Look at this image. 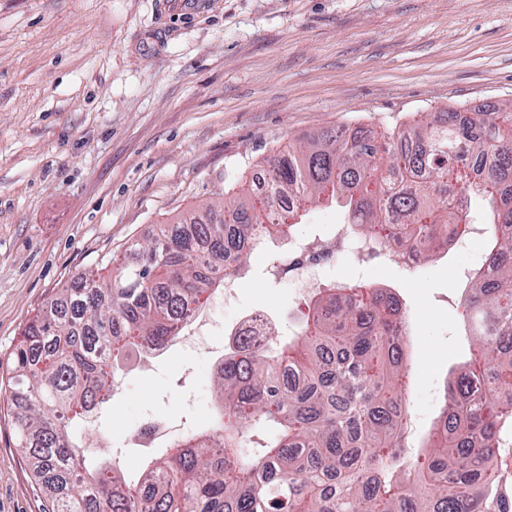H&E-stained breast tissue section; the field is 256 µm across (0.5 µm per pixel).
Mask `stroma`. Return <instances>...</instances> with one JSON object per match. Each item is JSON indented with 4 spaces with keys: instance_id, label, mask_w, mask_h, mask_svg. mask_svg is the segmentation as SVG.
I'll return each mask as SVG.
<instances>
[{
    "instance_id": "1",
    "label": "stroma",
    "mask_w": 512,
    "mask_h": 512,
    "mask_svg": "<svg viewBox=\"0 0 512 512\" xmlns=\"http://www.w3.org/2000/svg\"><path fill=\"white\" fill-rule=\"evenodd\" d=\"M160 2L0 0V376L58 289L215 201L280 146L512 100V0H196L182 16ZM478 257L453 246L414 270L344 258L324 273L398 296L418 339L404 406L426 426L472 343L459 274ZM287 259L252 253L225 330L256 307L280 335L298 330L306 292L268 275ZM215 359L173 347L157 375H127L84 456L165 408L210 425ZM43 508L0 396V512Z\"/></svg>"
}]
</instances>
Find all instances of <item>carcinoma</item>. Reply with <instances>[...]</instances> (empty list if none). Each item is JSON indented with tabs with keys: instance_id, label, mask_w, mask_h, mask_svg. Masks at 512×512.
Segmentation results:
<instances>
[{
	"instance_id": "carcinoma-1",
	"label": "carcinoma",
	"mask_w": 512,
	"mask_h": 512,
	"mask_svg": "<svg viewBox=\"0 0 512 512\" xmlns=\"http://www.w3.org/2000/svg\"><path fill=\"white\" fill-rule=\"evenodd\" d=\"M266 205L343 203L346 223L384 245L395 233L423 256L487 225L483 265L466 276L473 344L407 463L404 311L383 288L325 283L312 319L264 351L238 331L213 371L218 425L196 428L146 461L86 465L75 426L99 418L112 381L146 342H177L189 314L224 289L251 249L283 239L248 180L233 197L164 224L109 278L89 269L26 326L14 353V425L48 512H512L496 475L512 446V103L422 115L409 129L360 140L325 129L264 160ZM488 196L471 214L456 191Z\"/></svg>"
}]
</instances>
